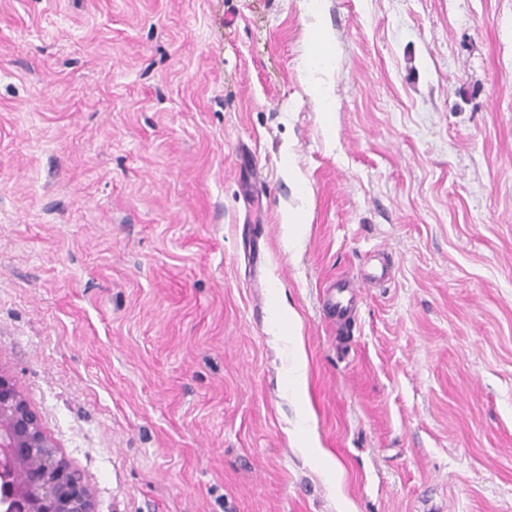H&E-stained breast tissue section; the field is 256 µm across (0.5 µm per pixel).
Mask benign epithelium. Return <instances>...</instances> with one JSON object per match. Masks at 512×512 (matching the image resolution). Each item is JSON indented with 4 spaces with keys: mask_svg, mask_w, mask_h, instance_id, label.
<instances>
[{
    "mask_svg": "<svg viewBox=\"0 0 512 512\" xmlns=\"http://www.w3.org/2000/svg\"><path fill=\"white\" fill-rule=\"evenodd\" d=\"M0 512H94L83 474L0 372Z\"/></svg>",
    "mask_w": 512,
    "mask_h": 512,
    "instance_id": "benign-epithelium-1",
    "label": "benign epithelium"
}]
</instances>
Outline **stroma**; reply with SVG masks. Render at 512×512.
Instances as JSON below:
<instances>
[{"instance_id": "stroma-1", "label": "stroma", "mask_w": 512, "mask_h": 512, "mask_svg": "<svg viewBox=\"0 0 512 512\" xmlns=\"http://www.w3.org/2000/svg\"><path fill=\"white\" fill-rule=\"evenodd\" d=\"M0 371L95 512H512V0H0ZM323 296L326 298L330 315L338 324L355 303L357 293L350 281L343 280L333 283L324 291ZM281 333L288 335H297V343L293 355L292 373L295 386L300 390H306L308 380V357L305 351L302 336L300 333L301 325L298 316L291 309L281 310Z\"/></svg>"}]
</instances>
